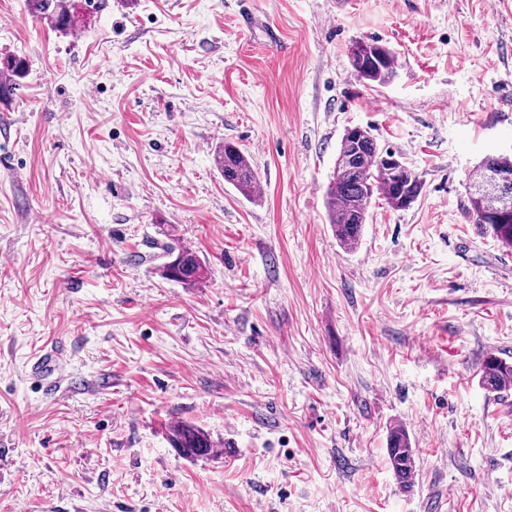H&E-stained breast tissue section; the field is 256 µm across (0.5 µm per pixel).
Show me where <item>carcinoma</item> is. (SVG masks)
I'll return each instance as SVG.
<instances>
[{"label": "carcinoma", "instance_id": "cac0c4a2", "mask_svg": "<svg viewBox=\"0 0 512 512\" xmlns=\"http://www.w3.org/2000/svg\"><path fill=\"white\" fill-rule=\"evenodd\" d=\"M90 3L91 0H29L34 16L65 33L76 28L70 17L73 8L77 6L84 11ZM394 59L393 51L376 41H357L350 49L354 71L363 80L379 86L390 83L396 76ZM25 71L26 64L20 58H7L1 62L0 76L5 77V80L0 81V93L8 90L11 82L22 77ZM357 153L359 162L356 170L334 168L326 187L330 224L336 239L348 249L357 246L361 239L368 208L374 196L383 197L391 207L401 210L415 203L423 189L419 176L407 166L402 165L398 171L393 172L383 165V157H391L393 153L379 146L376 138L366 129L363 130ZM217 158L224 182L248 199L256 197L259 180L249 157L236 145L226 143ZM491 167L512 170V153L485 157L470 175L469 185L473 187L482 182ZM468 202L467 214L473 223L482 225L498 241L512 249V207L504 209L493 197L477 192L469 193ZM168 256L169 261L162 266L165 279L186 287H194L203 280L205 269L195 253L173 247ZM481 384L492 393L512 389V363L497 356L487 357ZM167 441L180 455L192 460L206 458L220 447L208 432L190 422L171 425ZM386 451L398 484L404 490H409L415 470V449L404 427L395 425L390 428Z\"/></svg>", "mask_w": 512, "mask_h": 512}]
</instances>
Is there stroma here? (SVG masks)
I'll list each match as a JSON object with an SVG mask.
<instances>
[{"mask_svg": "<svg viewBox=\"0 0 512 512\" xmlns=\"http://www.w3.org/2000/svg\"><path fill=\"white\" fill-rule=\"evenodd\" d=\"M372 39L384 86L351 66ZM8 55L0 512H512V390L480 382L512 363V249L466 213L512 150V0H96L67 34L0 0ZM349 126L423 182L350 250L325 200ZM227 142L259 200L225 183ZM171 245L202 284L161 277ZM58 341L48 396L28 369ZM180 421L233 455L182 458ZM393 51L377 41H357L350 49L354 71L363 80L379 86L390 83L396 76ZM491 167L512 170V153L485 157L469 177V185L471 189L475 184L483 181L486 171ZM480 380L482 386L492 393H502L512 389V363L497 356L487 357ZM387 456L393 474L405 491L412 487L415 470V448H412L410 437L404 427H390L387 435Z\"/></svg>", "mask_w": 512, "mask_h": 512, "instance_id": "obj_1", "label": "stroma"}]
</instances>
